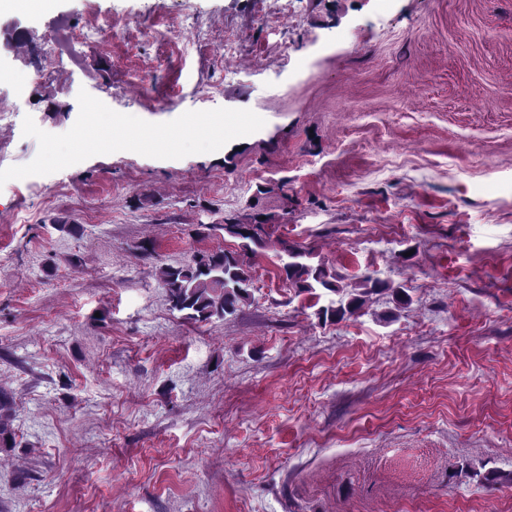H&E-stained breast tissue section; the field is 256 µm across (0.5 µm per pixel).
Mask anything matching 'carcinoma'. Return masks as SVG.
Here are the masks:
<instances>
[{
	"mask_svg": "<svg viewBox=\"0 0 512 512\" xmlns=\"http://www.w3.org/2000/svg\"><path fill=\"white\" fill-rule=\"evenodd\" d=\"M203 228L201 236L208 237L217 231H224L242 240L241 248L244 250L250 249V244L262 241V235L266 234L264 224H245L234 218H226L222 224H205ZM286 251L291 261L282 266L281 275L288 281L289 287L299 293L316 288L340 291L336 275L329 272L324 263L313 265L302 261L308 253L291 246ZM157 277L166 290L171 307L187 312V318L200 322L222 318L224 314L235 311L239 302L246 299L245 286L251 279L249 266L241 255L225 249L199 251L186 264L161 266L157 270ZM358 287L362 288V292L347 304L322 309L319 315L324 319L342 320L359 310L371 292L388 289L390 285L366 277ZM13 422V397L10 392L1 389L0 452H7L16 446Z\"/></svg>",
	"mask_w": 512,
	"mask_h": 512,
	"instance_id": "cac0c4a2",
	"label": "carcinoma"
}]
</instances>
